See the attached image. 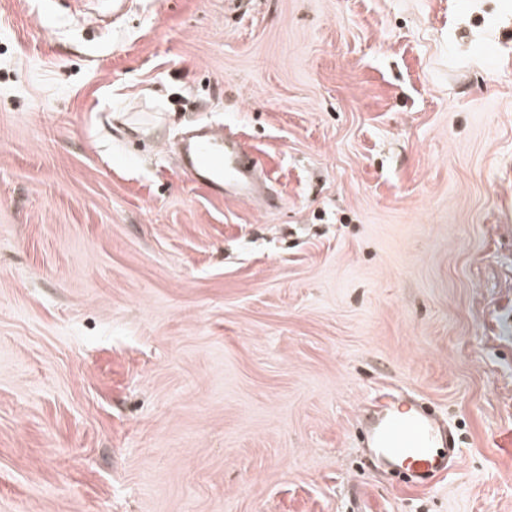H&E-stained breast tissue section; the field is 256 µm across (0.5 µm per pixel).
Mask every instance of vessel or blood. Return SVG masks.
Listing matches in <instances>:
<instances>
[{"instance_id": "vessel-or-blood-1", "label": "vessel or blood", "mask_w": 512, "mask_h": 512, "mask_svg": "<svg viewBox=\"0 0 512 512\" xmlns=\"http://www.w3.org/2000/svg\"><path fill=\"white\" fill-rule=\"evenodd\" d=\"M176 163L194 185L214 196L257 199L265 209L280 199L266 188L256 160L233 133L201 127L177 150ZM363 439L377 470L408 472L418 488L445 476L461 452L451 431L404 394L374 402L365 416Z\"/></svg>"}]
</instances>
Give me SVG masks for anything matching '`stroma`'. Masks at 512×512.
I'll list each match as a JSON object with an SVG mask.
<instances>
[{
    "instance_id": "obj_1",
    "label": "stroma",
    "mask_w": 512,
    "mask_h": 512,
    "mask_svg": "<svg viewBox=\"0 0 512 512\" xmlns=\"http://www.w3.org/2000/svg\"><path fill=\"white\" fill-rule=\"evenodd\" d=\"M392 385L432 488L357 449ZM510 430L512 0H0V512H512ZM176 163L190 181L216 197L255 200L261 208H272L281 200L268 191L258 175V164L247 146L231 132L218 133L201 127L176 150ZM363 439L377 470H404L417 488L445 476L461 452L451 431L404 394L374 402Z\"/></svg>"
}]
</instances>
